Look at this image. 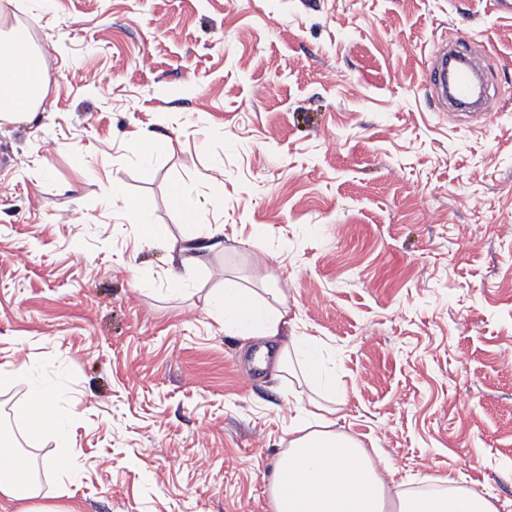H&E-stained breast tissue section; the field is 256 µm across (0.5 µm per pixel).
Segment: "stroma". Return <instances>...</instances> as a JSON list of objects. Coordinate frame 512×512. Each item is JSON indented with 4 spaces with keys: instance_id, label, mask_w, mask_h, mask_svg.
Returning a JSON list of instances; mask_svg holds the SVG:
<instances>
[{
    "instance_id": "35a3bbf8",
    "label": "stroma",
    "mask_w": 512,
    "mask_h": 512,
    "mask_svg": "<svg viewBox=\"0 0 512 512\" xmlns=\"http://www.w3.org/2000/svg\"><path fill=\"white\" fill-rule=\"evenodd\" d=\"M17 29L52 60L36 118L0 120V421L41 503L270 512L310 391L250 367L206 309L230 278L287 289L289 331L330 358L337 430L400 490L447 479L512 512V18L490 0H15ZM443 34L481 54L494 123L436 111ZM216 222L221 246L167 280L169 243ZM36 387L66 437L30 428Z\"/></svg>"
}]
</instances>
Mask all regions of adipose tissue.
<instances>
[{
    "instance_id": "ef3b65f1",
    "label": "adipose tissue",
    "mask_w": 512,
    "mask_h": 512,
    "mask_svg": "<svg viewBox=\"0 0 512 512\" xmlns=\"http://www.w3.org/2000/svg\"><path fill=\"white\" fill-rule=\"evenodd\" d=\"M40 57L17 36L0 40V118L33 119L44 93ZM275 303L232 279L205 298L209 309L224 313V333L260 340L274 349L272 378L300 365L315 399L288 428L287 452L279 459L270 490L272 512H498L485 496L443 488L416 496L396 491L353 435L336 430V377L326 365L320 341L307 334L285 335L288 301L285 289ZM29 469L10 439L0 440V496L18 503V512H77L37 504L33 485L20 481Z\"/></svg>"
}]
</instances>
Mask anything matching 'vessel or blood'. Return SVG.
<instances>
[{
	"label": "vessel or blood",
	"instance_id": "b4317fda",
	"mask_svg": "<svg viewBox=\"0 0 512 512\" xmlns=\"http://www.w3.org/2000/svg\"><path fill=\"white\" fill-rule=\"evenodd\" d=\"M430 82L439 101L451 104L458 111H470L475 103L483 102L482 79L469 52L438 46L434 54Z\"/></svg>",
	"mask_w": 512,
	"mask_h": 512
}]
</instances>
